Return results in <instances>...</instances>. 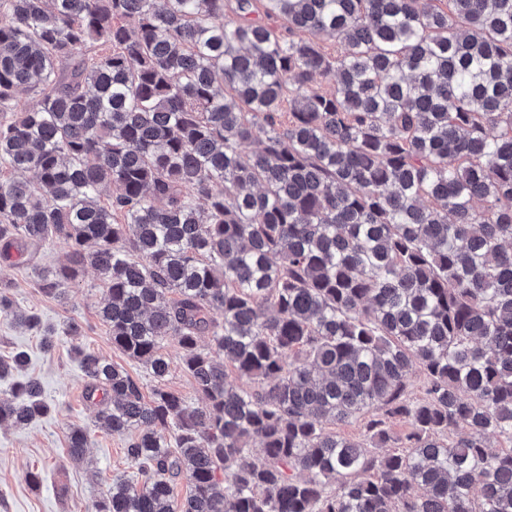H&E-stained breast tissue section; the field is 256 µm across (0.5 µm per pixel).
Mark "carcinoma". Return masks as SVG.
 <instances>
[{
    "instance_id": "carcinoma-1",
    "label": "carcinoma",
    "mask_w": 512,
    "mask_h": 512,
    "mask_svg": "<svg viewBox=\"0 0 512 512\" xmlns=\"http://www.w3.org/2000/svg\"><path fill=\"white\" fill-rule=\"evenodd\" d=\"M0 165V265L66 243L41 292L91 266L154 381L73 348L136 470L94 512H512V0H0ZM11 287L0 320L41 328ZM8 395L0 425L50 412ZM163 353L170 361V373L166 377L168 388L181 393L192 406H200L201 400L195 393L190 378L182 369L180 356L181 351L174 342H168L164 345Z\"/></svg>"
}]
</instances>
